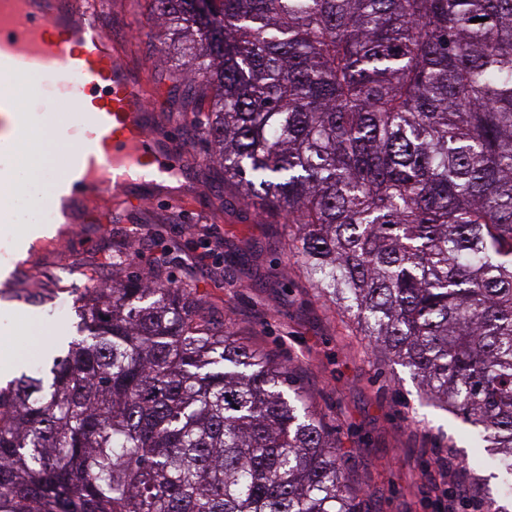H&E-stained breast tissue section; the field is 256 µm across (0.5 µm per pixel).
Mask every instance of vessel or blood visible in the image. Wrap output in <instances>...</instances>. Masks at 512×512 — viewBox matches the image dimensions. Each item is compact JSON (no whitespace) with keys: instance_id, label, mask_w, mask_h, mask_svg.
<instances>
[{"instance_id":"vessel-or-blood-1","label":"vessel or blood","mask_w":512,"mask_h":512,"mask_svg":"<svg viewBox=\"0 0 512 512\" xmlns=\"http://www.w3.org/2000/svg\"><path fill=\"white\" fill-rule=\"evenodd\" d=\"M40 74L54 77L59 98L76 101L70 129L33 125L17 105L20 82ZM147 117V93L107 43L96 0H11L0 9V141L41 132L68 152L64 173H47L34 208L82 190L117 191L179 165L185 148L147 130Z\"/></svg>"}]
</instances>
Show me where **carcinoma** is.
I'll return each instance as SVG.
<instances>
[{
    "mask_svg": "<svg viewBox=\"0 0 512 512\" xmlns=\"http://www.w3.org/2000/svg\"><path fill=\"white\" fill-rule=\"evenodd\" d=\"M158 3L224 180L512 486V0ZM166 264L0 384V512H362L288 366Z\"/></svg>",
    "mask_w": 512,
    "mask_h": 512,
    "instance_id": "carcinoma-1",
    "label": "carcinoma"
}]
</instances>
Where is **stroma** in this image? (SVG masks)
Instances as JSON below:
<instances>
[{"label": "stroma", "instance_id": "1", "mask_svg": "<svg viewBox=\"0 0 512 512\" xmlns=\"http://www.w3.org/2000/svg\"><path fill=\"white\" fill-rule=\"evenodd\" d=\"M101 17L127 73L148 91L151 131L181 143L190 163L168 184L133 186L146 198L138 211L111 202L103 222L61 225L22 253L0 234V358L33 368L55 337L74 333L76 295L135 241L142 268L168 255L170 275L193 289L215 323L288 365L324 413L364 512H442L447 490L457 493L455 512H486L491 497L506 504L499 479H489L488 497L467 490L470 468L487 459L476 428L431 405L407 368L375 355L353 318L321 299L287 259L284 226L224 185L208 161L200 116L187 109L191 84L154 0H101ZM63 255L70 264L61 270Z\"/></svg>", "mask_w": 512, "mask_h": 512}]
</instances>
